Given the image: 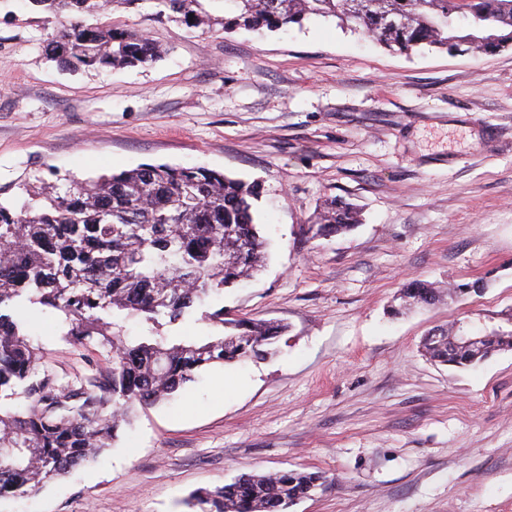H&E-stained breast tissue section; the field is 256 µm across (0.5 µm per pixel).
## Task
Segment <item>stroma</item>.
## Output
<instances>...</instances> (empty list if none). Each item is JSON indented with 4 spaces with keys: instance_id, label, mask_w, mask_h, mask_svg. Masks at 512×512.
Listing matches in <instances>:
<instances>
[{
    "instance_id": "obj_1",
    "label": "stroma",
    "mask_w": 512,
    "mask_h": 512,
    "mask_svg": "<svg viewBox=\"0 0 512 512\" xmlns=\"http://www.w3.org/2000/svg\"><path fill=\"white\" fill-rule=\"evenodd\" d=\"M112 19L161 57L60 70L43 51L58 19L0 0V194L147 163L259 180L268 265L205 308L285 324L288 343L208 368L0 512H194L195 490L277 470L326 479L287 512H512V350L458 368L421 349L434 327L512 314V47L400 53L333 18L231 35ZM326 198L361 222L310 238ZM414 279L480 289L392 314ZM30 335L62 381L86 373L53 312Z\"/></svg>"
}]
</instances>
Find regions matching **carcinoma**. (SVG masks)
<instances>
[{
	"instance_id": "carcinoma-1",
	"label": "carcinoma",
	"mask_w": 512,
	"mask_h": 512,
	"mask_svg": "<svg viewBox=\"0 0 512 512\" xmlns=\"http://www.w3.org/2000/svg\"><path fill=\"white\" fill-rule=\"evenodd\" d=\"M148 1L147 21L174 19L189 29L231 34L286 30L311 16L341 23L389 48L427 45L453 51L463 44L492 53L512 46V0H29L35 11L70 15L43 46L65 71L144 65L160 54L143 29L105 19L114 3ZM23 196L0 200V498L40 492L77 466L94 463L131 425L138 408L172 398L198 371L216 363L269 354L282 324L226 320L224 309L204 319L229 333L207 340L162 335L224 288L252 278L266 261V241L254 222L261 184L205 167L142 164L64 182L42 177L19 184ZM358 223L351 204L326 199L311 237ZM442 290L412 281L400 308L432 304ZM61 317L63 336L89 347L105 368L72 383L45 366L28 323L37 310ZM148 325L131 341L124 322ZM455 324L423 340L435 362L469 367L512 349V329L499 328L470 346L448 348ZM16 398L24 404L13 403ZM322 484L318 473L280 471L242 475L191 495L200 512H286Z\"/></svg>"
}]
</instances>
